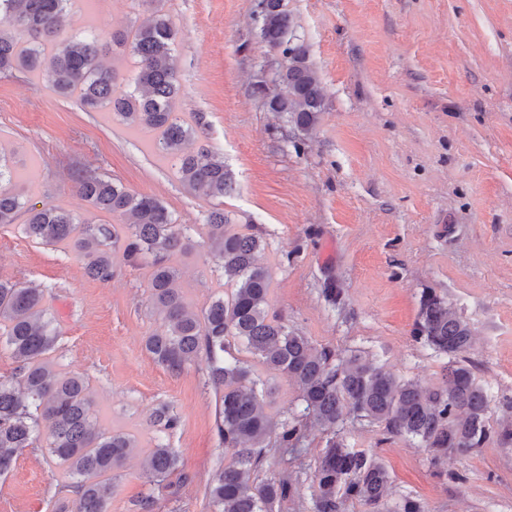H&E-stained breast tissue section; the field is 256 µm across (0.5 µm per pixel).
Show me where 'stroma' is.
Listing matches in <instances>:
<instances>
[{"label":"stroma","mask_w":512,"mask_h":512,"mask_svg":"<svg viewBox=\"0 0 512 512\" xmlns=\"http://www.w3.org/2000/svg\"><path fill=\"white\" fill-rule=\"evenodd\" d=\"M257 3L163 0V9L179 31L176 112L195 130L188 148L208 147L232 175L224 210L264 242L270 315L339 358L361 351L399 378L440 387L447 359L412 331L423 289L447 299L472 329L463 360L488 396L489 442L434 463L380 424L349 417L343 433L383 461L391 502L512 512V446L499 442L512 428V0H284L322 86L323 110L306 132L268 111L256 89L283 62L260 36ZM69 10L66 36L123 31L148 15L141 0H71ZM156 141L154 131L59 95L40 72L0 73V151L15 191L28 206L103 224L114 218L77 196L79 173L159 199L189 244L172 262L200 314L225 291L203 244L212 202L184 188ZM112 261V280L99 282L69 248L27 238L17 223L0 227V278L44 289L59 321L56 370L85 376L97 427L137 442L113 479L110 512H138L145 498L153 512H210V480L233 459L217 434L221 394L205 355L174 373L146 350L163 328L150 265H129L119 251ZM260 376L265 413L299 415L294 383ZM162 404L176 428L153 424ZM327 439L309 425L296 449L267 448L262 474L292 478L284 512H307ZM159 444L181 463L158 486L139 473ZM66 482L45 452L23 449L0 478V512H55Z\"/></svg>","instance_id":"stroma-1"}]
</instances>
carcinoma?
I'll list each match as a JSON object with an SVG mask.
<instances>
[{
  "mask_svg": "<svg viewBox=\"0 0 512 512\" xmlns=\"http://www.w3.org/2000/svg\"><path fill=\"white\" fill-rule=\"evenodd\" d=\"M69 2L0 0V72L43 71L59 94L79 92L84 108H110L128 124L160 130L159 148L179 158L182 184L216 201L206 217L204 244L230 291L216 297L202 316L191 313L175 288L178 270L171 256L185 251L186 244L172 214L157 198L132 193L90 172L76 178L77 193L99 211L130 216L131 223L93 224L59 208L26 207L0 156V226L14 223L22 211L28 213L22 225L27 237L44 245L69 244L86 274L101 282L112 280V254L117 249L133 265L152 257L151 300L163 315L165 329L147 338L146 349L173 372L205 351L209 381L222 392L218 434L224 447L234 449V459L210 482L212 512H281L292 495L291 478L272 474L257 483L252 475L262 466L271 435L278 436L284 449L296 448L301 438L300 418L277 423L264 413L258 386L265 382L254 365L230 354L237 341L266 370L293 381L303 406L301 418L331 434L316 462L310 512H343L350 498L363 502L370 512H425L410 498L390 507L385 465L377 456L349 447L341 430L351 415L382 424L387 433L409 438L436 460L483 447L490 439L486 392L471 369L456 361L471 347L469 323L445 298L422 291L413 336L449 358L445 386L430 387L400 379L359 353L334 365V350L317 348L269 316L270 278L258 264L263 241L232 230L224 195L233 191V182L224 161L204 146L184 150L195 130L174 112L181 92L171 62L178 31L163 11L162 0H143L151 16L113 33L110 41L96 30L61 37ZM258 8L261 38L286 58L279 75L281 89L266 96V106L270 112L287 114L297 130L307 131L323 110L322 87L309 50L295 35L283 0H259ZM111 42L129 47L138 64L134 90L119 95L115 70L101 62ZM44 300L37 288L0 279V347L16 363L12 377L0 379V477L9 472L15 454L37 448L44 433L48 453L64 467L70 478L66 488L73 494L72 502L61 503L57 512H110L112 471L123 466L135 441L98 430L84 375L55 370L50 353L59 331ZM151 419L166 430L178 424L167 405L156 407ZM179 463L175 449L158 445L145 459L143 477L160 485Z\"/></svg>",
  "mask_w": 512,
  "mask_h": 512,
  "instance_id": "cac0c4a2",
  "label": "carcinoma"
}]
</instances>
